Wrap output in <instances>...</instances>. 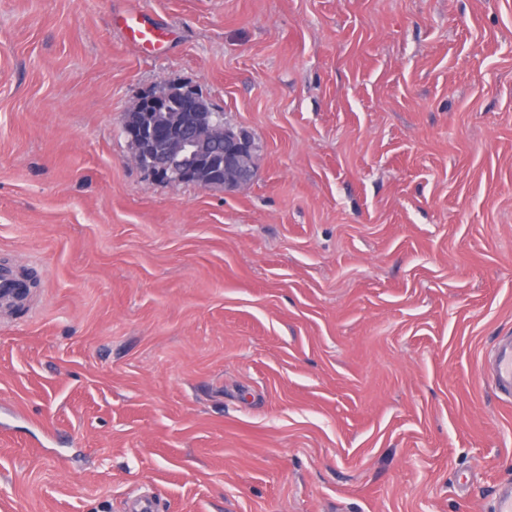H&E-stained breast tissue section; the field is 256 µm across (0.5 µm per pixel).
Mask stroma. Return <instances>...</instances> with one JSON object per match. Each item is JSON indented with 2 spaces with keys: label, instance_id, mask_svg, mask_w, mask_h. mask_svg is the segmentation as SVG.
I'll list each match as a JSON object with an SVG mask.
<instances>
[{
  "label": "stroma",
  "instance_id": "1",
  "mask_svg": "<svg viewBox=\"0 0 512 512\" xmlns=\"http://www.w3.org/2000/svg\"><path fill=\"white\" fill-rule=\"evenodd\" d=\"M170 83L251 183L128 163ZM2 266L0 512H492L512 0H0ZM124 25V34L127 39L145 46L148 49H156L163 41V29L151 18L137 11H129L121 16ZM21 297L19 280L9 269L0 268V301L2 300V305H12Z\"/></svg>",
  "mask_w": 512,
  "mask_h": 512
}]
</instances>
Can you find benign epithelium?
Segmentation results:
<instances>
[{
    "label": "benign epithelium",
    "instance_id": "obj_1",
    "mask_svg": "<svg viewBox=\"0 0 512 512\" xmlns=\"http://www.w3.org/2000/svg\"><path fill=\"white\" fill-rule=\"evenodd\" d=\"M152 112L145 122L123 125L136 164L160 181L232 191L256 171L250 135L224 125L199 93L167 84L143 94L134 110Z\"/></svg>",
    "mask_w": 512,
    "mask_h": 512
}]
</instances>
